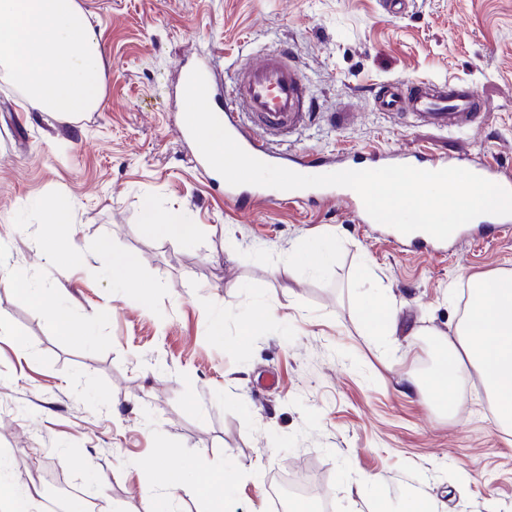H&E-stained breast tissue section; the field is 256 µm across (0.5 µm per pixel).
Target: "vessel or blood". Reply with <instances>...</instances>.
Returning <instances> with one entry per match:
<instances>
[{"label": "vessel or blood", "mask_w": 512, "mask_h": 512, "mask_svg": "<svg viewBox=\"0 0 512 512\" xmlns=\"http://www.w3.org/2000/svg\"><path fill=\"white\" fill-rule=\"evenodd\" d=\"M200 69L209 85V98H223L217 117L233 139L251 156L302 175L332 171L329 162L316 154L282 150V142L302 128L312 116V101L299 70L287 53L263 54L236 68L230 84L216 90L209 64ZM380 111L398 118L450 132L471 127L483 107L466 84L423 79L405 86L388 83L375 97ZM224 198L238 209L284 202L307 205L318 200H341L359 223H370L360 196L345 187H317L284 192L254 186H225Z\"/></svg>", "instance_id": "b4317fda"}]
</instances>
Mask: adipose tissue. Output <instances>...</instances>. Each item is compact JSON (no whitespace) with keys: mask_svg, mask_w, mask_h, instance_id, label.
I'll list each match as a JSON object with an SVG mask.
<instances>
[{"mask_svg":"<svg viewBox=\"0 0 512 512\" xmlns=\"http://www.w3.org/2000/svg\"><path fill=\"white\" fill-rule=\"evenodd\" d=\"M73 203L62 198L50 208L46 223L58 226V234L42 248L59 261L71 259L77 245L71 232ZM467 311L450 340L441 367L428 383L437 405L456 410L458 397L448 388L460 383L469 370H478L492 398L497 424L512 430V275L474 278ZM0 451V512H30L39 496L36 485L16 483L3 465Z\"/></svg>","mask_w":512,"mask_h":512,"instance_id":"obj_1","label":"adipose tissue"}]
</instances>
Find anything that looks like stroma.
<instances>
[{
    "label": "stroma",
    "mask_w": 512,
    "mask_h": 512,
    "mask_svg": "<svg viewBox=\"0 0 512 512\" xmlns=\"http://www.w3.org/2000/svg\"><path fill=\"white\" fill-rule=\"evenodd\" d=\"M384 2L81 0L106 68L100 107L70 121L29 108L0 70V320L13 330L0 335V448L13 475L61 467L105 512H155L162 459L189 470L174 512H210L228 462L235 512H270L269 482L301 469L333 512H402L412 498L427 512H512V433L479 373L453 414L406 383L436 367L427 341L453 336L470 277L512 274V229L434 257L364 230L337 200L241 211L176 133L186 66L213 61L226 82L240 61L285 48L322 113L294 151L463 155L512 172V0H409L395 16ZM424 77L472 85L483 123L447 133L376 108L374 85ZM348 104L356 121H328ZM60 197L75 203L65 263L38 246ZM147 202L201 236L149 234ZM104 238L133 258L137 288L111 271ZM317 243L334 261L307 267ZM15 271L58 289L75 320L101 312L91 336L55 327L6 282ZM380 292L400 323L388 339L360 315Z\"/></svg>",
    "instance_id": "obj_1"
}]
</instances>
